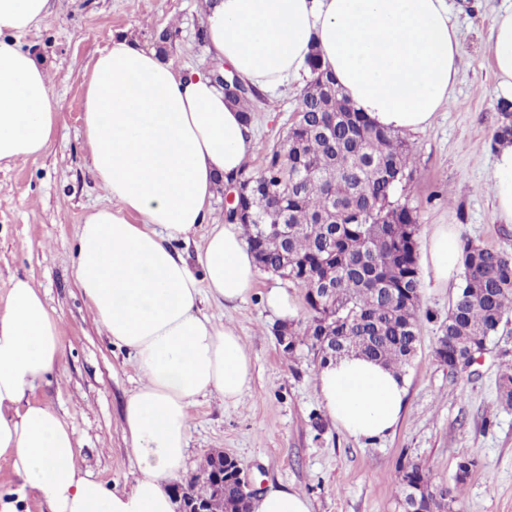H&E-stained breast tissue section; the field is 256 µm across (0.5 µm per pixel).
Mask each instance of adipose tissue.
Wrapping results in <instances>:
<instances>
[{
    "label": "adipose tissue",
    "instance_id": "obj_1",
    "mask_svg": "<svg viewBox=\"0 0 512 512\" xmlns=\"http://www.w3.org/2000/svg\"><path fill=\"white\" fill-rule=\"evenodd\" d=\"M49 0H0V163L46 153L58 112L47 67L22 37ZM211 62L274 91L308 76L311 50L354 107L376 126L415 133L450 103L459 35L448 0H213L204 17ZM499 94L512 95V7L500 12L490 47ZM83 129L109 205L79 228L76 278L97 322L141 372L122 408L137 472L130 487L96 480L80 464L73 428L31 393L60 363L59 326L30 280L14 279L0 309V461L19 490L0 512H176L170 485L184 472L189 408L219 395L238 405L252 358L231 325L198 306L251 296L258 277L237 224H215L194 274L171 241L207 223L219 179L258 150L240 112L208 74H180L127 36L112 37L86 67ZM495 214L512 224V144L498 146ZM208 224V223H207ZM458 232L436 225L424 243L435 287L456 281ZM328 416L365 441L386 436L405 407V381L362 356L328 362L316 376Z\"/></svg>",
    "mask_w": 512,
    "mask_h": 512
}]
</instances>
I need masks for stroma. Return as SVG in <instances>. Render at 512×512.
<instances>
[{
    "instance_id": "obj_1",
    "label": "stroma",
    "mask_w": 512,
    "mask_h": 512,
    "mask_svg": "<svg viewBox=\"0 0 512 512\" xmlns=\"http://www.w3.org/2000/svg\"><path fill=\"white\" fill-rule=\"evenodd\" d=\"M448 4L461 46L453 105L430 127L407 136L415 155L409 201L418 212L420 237L434 225L452 224L459 235L512 252V224L496 218L491 193L498 113L490 55L493 18L512 0ZM203 25L200 0H50L46 18L22 39L48 67L60 121L45 154L0 164V306L14 279L38 288L60 326L61 367L31 397L75 429L84 468L119 488L130 486L136 471L121 409L141 374L95 322L75 276L78 228L107 202L84 140L85 69L113 36L153 49L167 30L164 63L182 73L208 71L197 39ZM302 88L295 82L265 95L253 124L259 142L274 143L285 133ZM419 276L420 344L404 374L406 408L394 432L372 443L344 434L324 417L316 388L319 360L310 343L289 355L274 333L279 319L265 304L267 292L286 290L304 321L309 312L302 289L263 272L246 301L223 305L203 298L201 309L243 338L253 372L238 406L213 395L190 407L186 478L221 451L237 459L257 492L296 489L312 512H398L400 465L419 464L434 483L453 490L458 463L471 458L477 466L456 493L453 512H512V407L496 388L500 371L512 364V320L466 371L449 370L434 349L456 291L434 287L427 269ZM316 414L323 417L318 427Z\"/></svg>"
}]
</instances>
